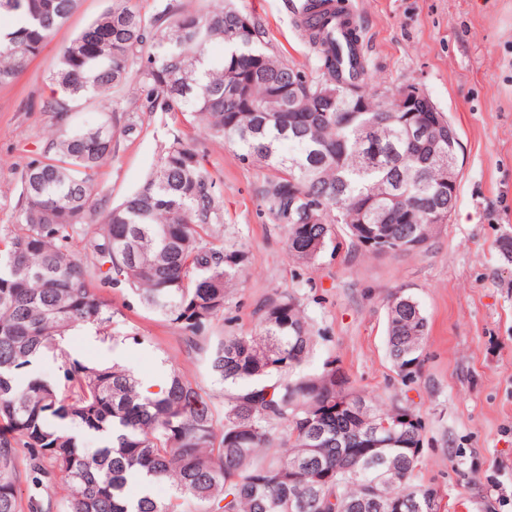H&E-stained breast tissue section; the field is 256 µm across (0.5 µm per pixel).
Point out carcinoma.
<instances>
[{
    "label": "carcinoma",
    "mask_w": 512,
    "mask_h": 512,
    "mask_svg": "<svg viewBox=\"0 0 512 512\" xmlns=\"http://www.w3.org/2000/svg\"><path fill=\"white\" fill-rule=\"evenodd\" d=\"M140 0L112 5L65 43L49 70L62 96L43 103L56 132L21 171L16 224L0 239V512H19L21 481L33 489L56 476L65 512H390L413 495V512H434L439 489L418 480L423 425L379 435L382 458H356L363 419L386 406L353 388L336 361L318 373L300 366L314 347L309 318L284 289L256 309L255 332L224 334V305L241 284L248 247L224 231L217 180L180 135L161 145L157 167L117 205L99 170L117 139L137 136L142 112H162L238 149L240 160L273 170L261 189L282 230L288 258L312 264L334 244L335 225L367 242L381 230L404 252L424 248L452 213L443 183L458 157L452 121L438 113L432 134L409 136V112L434 102L417 90L404 112L387 111L388 86L329 33L327 0H306L300 24L314 55L311 73L262 44L260 22L226 0ZM80 0H0V89L18 83ZM224 43L214 59L209 46ZM341 95H336V92ZM101 102L91 127L74 126L83 102ZM288 143V151L282 144ZM387 212L378 225L377 212ZM121 286L203 355L224 386L213 394L176 365L146 396L123 365L84 363L63 341L90 326L113 341L118 310L104 289ZM429 322L400 288L387 301V354L413 377ZM45 354L55 380L28 374ZM345 401L336 410V400ZM99 436L82 451L72 427ZM28 450L25 475L20 449ZM392 471L399 479L372 498ZM132 476L165 481L171 496H125Z\"/></svg>",
    "instance_id": "1"
}]
</instances>
